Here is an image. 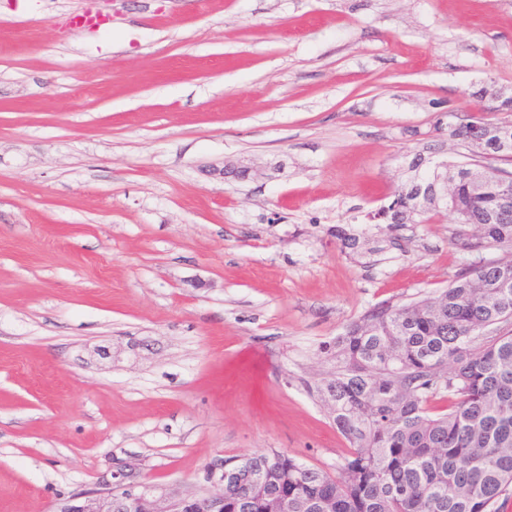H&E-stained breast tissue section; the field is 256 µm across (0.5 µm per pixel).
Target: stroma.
Instances as JSON below:
<instances>
[{"label": "stroma", "instance_id": "obj_1", "mask_svg": "<svg viewBox=\"0 0 512 512\" xmlns=\"http://www.w3.org/2000/svg\"><path fill=\"white\" fill-rule=\"evenodd\" d=\"M493 93L512 0H0V512L123 465L173 498L270 450L335 473L325 346L504 256L370 217L512 124Z\"/></svg>", "mask_w": 512, "mask_h": 512}]
</instances>
